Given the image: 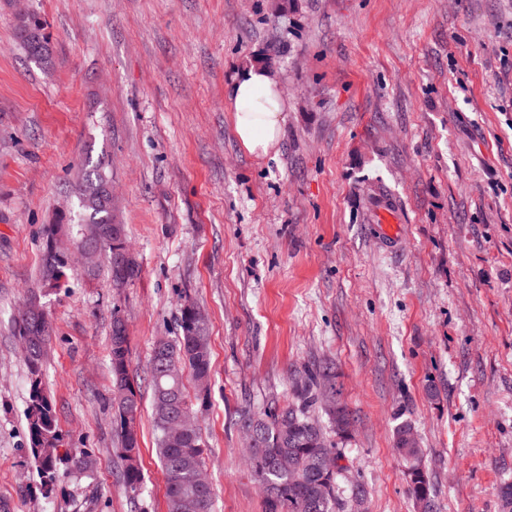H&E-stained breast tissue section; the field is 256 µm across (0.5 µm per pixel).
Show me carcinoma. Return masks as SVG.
Returning a JSON list of instances; mask_svg holds the SVG:
<instances>
[{
  "label": "carcinoma",
  "instance_id": "carcinoma-1",
  "mask_svg": "<svg viewBox=\"0 0 512 512\" xmlns=\"http://www.w3.org/2000/svg\"><path fill=\"white\" fill-rule=\"evenodd\" d=\"M16 40L39 65L45 68L52 65L51 42L45 22L38 14L28 12L18 17ZM110 185L102 160L87 161L74 189V210L58 215L53 223L45 226L40 261L44 293L65 285L77 274L67 260L69 239H75L78 247L96 249L102 240L95 229L117 223V214L109 204ZM117 248L128 250L126 238H121L116 246L106 243L103 254L108 276L114 286L120 287L137 277L139 266L129 265L124 276H119L114 253ZM179 328L178 336H161L154 342L146 366L157 452L166 476L167 512H178L179 499L196 494L202 498L201 512H214V490L204 473L200 428L180 437L173 432L175 416L158 409L159 395L167 393L177 399L179 411L198 413L183 382L186 372L199 388L200 405L206 403L211 373L208 318L194 302L187 300L181 306ZM15 332L28 341L23 360L30 383L26 408L29 452L38 464L44 487L51 491L60 478L70 474L94 476L98 462L88 449L67 448L64 454H59L63 436L57 426L53 402L43 385L51 326L41 295L35 294L28 300L25 310L15 319ZM108 357L112 376V430L121 459L117 479L128 493L131 507L136 509L145 481L138 424L143 396L131 371L127 324L119 317L112 322ZM337 378L335 363L326 359L304 369L302 377L292 385L291 402L282 406L273 402L262 412L248 410L239 415L242 431L258 436V443L246 452L251 475L265 494L267 512H345L340 475L336 474L341 449L331 436L343 440L349 435L351 413L340 401L324 402L326 393L339 394ZM394 447L407 464L422 456L413 428L407 422L396 426ZM288 457L295 466L309 469L304 481H295L288 466L278 463L279 459ZM324 472L330 480V491L325 497L319 489ZM407 476L411 494L424 512H432V490L426 474L409 472Z\"/></svg>",
  "mask_w": 512,
  "mask_h": 512
}]
</instances>
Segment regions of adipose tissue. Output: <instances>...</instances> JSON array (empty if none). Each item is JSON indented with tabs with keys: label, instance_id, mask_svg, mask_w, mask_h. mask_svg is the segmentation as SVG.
I'll list each match as a JSON object with an SVG mask.
<instances>
[{
	"label": "adipose tissue",
	"instance_id": "1",
	"mask_svg": "<svg viewBox=\"0 0 512 512\" xmlns=\"http://www.w3.org/2000/svg\"><path fill=\"white\" fill-rule=\"evenodd\" d=\"M226 98L241 145L251 155L268 156L279 141L284 121L275 71L255 65L242 68Z\"/></svg>",
	"mask_w": 512,
	"mask_h": 512
}]
</instances>
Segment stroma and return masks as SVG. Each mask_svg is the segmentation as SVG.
Returning <instances> with one entry per match:
<instances>
[{"mask_svg":"<svg viewBox=\"0 0 512 512\" xmlns=\"http://www.w3.org/2000/svg\"><path fill=\"white\" fill-rule=\"evenodd\" d=\"M0 0V512H131L115 472L108 342L134 374L180 307L209 317L198 413L216 512H266L241 411L286 403L335 360L363 512H421L394 429L413 426L435 512H508L512 483V0H28L53 64ZM281 79L286 121L248 154L225 102L239 69ZM105 156L140 272L43 297L45 388L94 478L46 493L27 450L14 320L42 232L87 156ZM395 211L396 238L376 222ZM141 512H167L149 409ZM26 7L19 10V14H24ZM16 40L21 48L35 62L43 67H49L53 61V50L49 36L45 32V22L41 17L28 12L18 16L16 22Z\"/></svg>","mask_w":512,"mask_h":512,"instance_id":"stroma-1","label":"stroma"}]
</instances>
